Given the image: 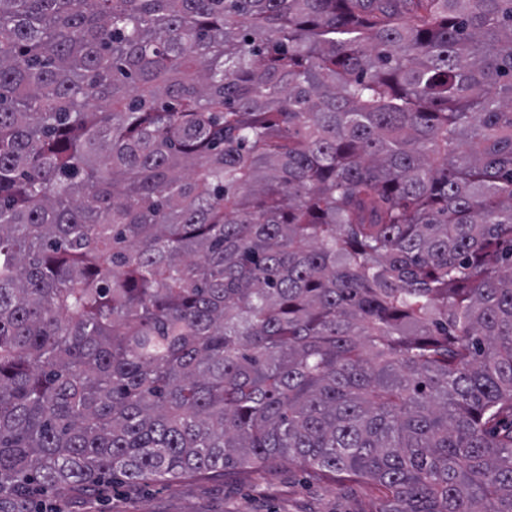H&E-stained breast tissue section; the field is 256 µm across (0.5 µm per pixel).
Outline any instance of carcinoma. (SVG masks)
<instances>
[{
	"label": "carcinoma",
	"instance_id": "1",
	"mask_svg": "<svg viewBox=\"0 0 512 512\" xmlns=\"http://www.w3.org/2000/svg\"><path fill=\"white\" fill-rule=\"evenodd\" d=\"M280 462L512 512V0H0V512Z\"/></svg>",
	"mask_w": 512,
	"mask_h": 512
}]
</instances>
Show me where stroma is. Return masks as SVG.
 Listing matches in <instances>:
<instances>
[{
  "label": "stroma",
  "instance_id": "1",
  "mask_svg": "<svg viewBox=\"0 0 512 512\" xmlns=\"http://www.w3.org/2000/svg\"><path fill=\"white\" fill-rule=\"evenodd\" d=\"M381 493L370 482L322 476L296 464L230 466L212 477L129 484L106 478L98 491H50L45 512H377Z\"/></svg>",
  "mask_w": 512,
  "mask_h": 512
}]
</instances>
